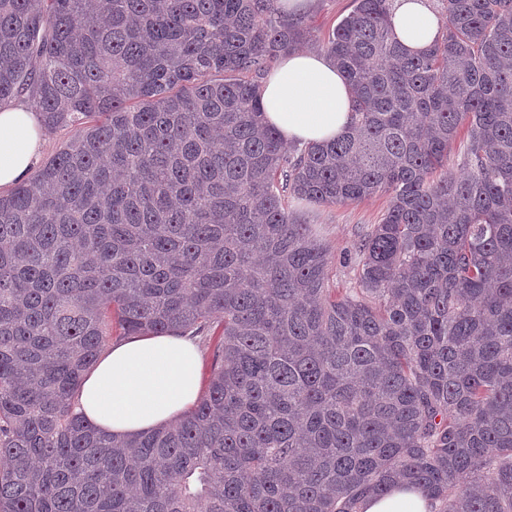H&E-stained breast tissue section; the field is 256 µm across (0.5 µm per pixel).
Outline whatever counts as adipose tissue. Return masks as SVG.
Listing matches in <instances>:
<instances>
[{
  "instance_id": "adipose-tissue-1",
  "label": "adipose tissue",
  "mask_w": 512,
  "mask_h": 512,
  "mask_svg": "<svg viewBox=\"0 0 512 512\" xmlns=\"http://www.w3.org/2000/svg\"><path fill=\"white\" fill-rule=\"evenodd\" d=\"M392 35L407 54L441 40L443 23L430 0H394ZM263 118L289 145L328 142L354 123L351 87L326 54L294 50L279 58L261 87ZM44 144L40 116L25 101L0 104V195L30 175ZM202 356L193 341L170 332L110 344L86 375L75 407L100 431L131 438L163 427L198 400ZM361 512H433L420 488L403 484L363 500Z\"/></svg>"
}]
</instances>
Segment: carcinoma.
<instances>
[{"label":"carcinoma","instance_id":"1","mask_svg":"<svg viewBox=\"0 0 512 512\" xmlns=\"http://www.w3.org/2000/svg\"><path fill=\"white\" fill-rule=\"evenodd\" d=\"M391 3L322 44L353 130L290 150L259 89L313 34L278 0H0V102L74 131L0 197V512H512V0H442L417 56ZM379 194L338 293L285 199ZM216 327L175 423L75 411L113 330ZM361 512H432L433 503L420 488L403 484L394 486L382 496H370L363 500Z\"/></svg>","mask_w":512,"mask_h":512}]
</instances>
